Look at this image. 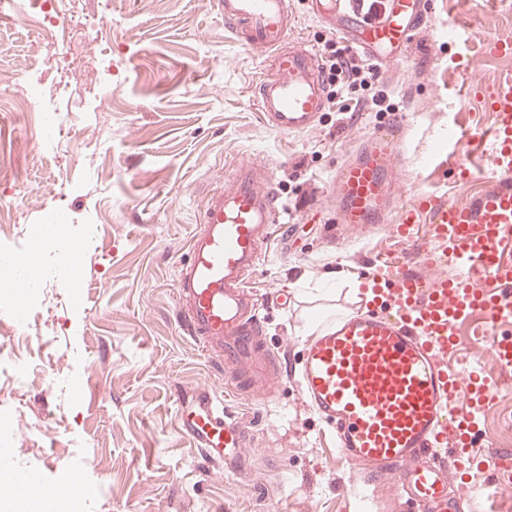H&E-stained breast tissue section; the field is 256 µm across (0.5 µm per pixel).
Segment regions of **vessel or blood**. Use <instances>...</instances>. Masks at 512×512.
<instances>
[{"label": "vessel or blood", "mask_w": 512, "mask_h": 512, "mask_svg": "<svg viewBox=\"0 0 512 512\" xmlns=\"http://www.w3.org/2000/svg\"><path fill=\"white\" fill-rule=\"evenodd\" d=\"M224 24L247 47L263 48L271 71L255 89L258 109L271 129L297 134L312 129L323 112L326 84L315 53L289 46L293 0H217ZM311 14L343 35L350 49L389 65L413 42L430 12V0H388L383 12L364 17L354 0H307ZM497 116L486 151L491 189L471 206H457L428 191L401 203L392 186L400 160L401 121L371 133L336 172V221L350 229L388 225L410 241L403 256L382 260L387 279L368 286L360 305L323 324L302 348L303 397L331 428L348 466L343 487L401 486L414 512H463L479 494L490 503L512 494V449L482 437L476 413L494 395L486 379L463 376L448 359L459 350L457 323L482 311L473 328L489 343L499 372L512 374V265L502 241L512 234V75L490 99ZM428 210L439 249L413 243L412 222ZM272 184L251 164L207 198L180 265L176 295L180 322L235 390L272 397L282 367L263 337V317L248 286L262 259L271 225L280 221ZM452 265L453 276L438 275ZM181 430L216 470L232 471L246 446L238 417L207 388L180 403ZM482 447L490 473L481 488L464 482L460 463Z\"/></svg>", "instance_id": "obj_1"}]
</instances>
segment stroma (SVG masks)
Segmentation results:
<instances>
[{
	"label": "stroma",
	"instance_id": "1",
	"mask_svg": "<svg viewBox=\"0 0 512 512\" xmlns=\"http://www.w3.org/2000/svg\"><path fill=\"white\" fill-rule=\"evenodd\" d=\"M65 23L37 0L0 10V247L24 248L30 228L65 218L84 240L74 282L47 251L45 302L26 330L0 305V410L15 418L14 468L95 486L83 512H377L371 491L347 501L346 464L330 428L302 397L300 351L314 312L351 311L378 258L400 252L382 226L349 233L330 212L337 168L394 114L408 116L395 191L457 204L487 177L464 179L449 159L483 165L496 124L488 100L512 74V0H432L405 56L352 98L385 94L393 112H322L315 127H267L253 85L264 51L242 46L214 0H62ZM290 42L327 56L344 47L294 0ZM62 120L46 148L39 117ZM471 138L448 146L452 126ZM270 177L281 220L249 286L264 304V338L283 366L272 398L233 395L176 316L178 265L207 194L240 162ZM346 249H338L337 238ZM289 306H281L282 295ZM200 387L248 433L236 471L210 468L180 429L177 406ZM512 448V377L476 415Z\"/></svg>",
	"mask_w": 512,
	"mask_h": 512
}]
</instances>
